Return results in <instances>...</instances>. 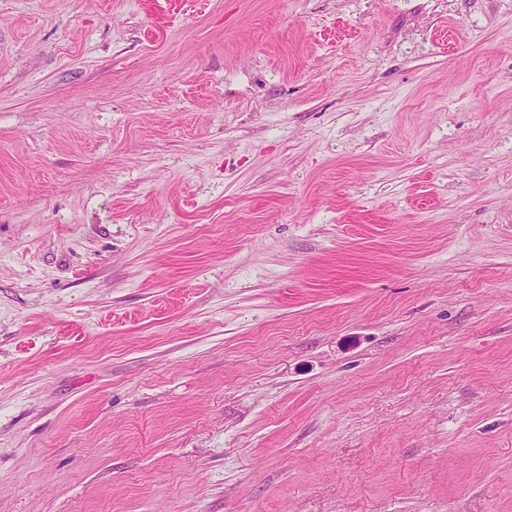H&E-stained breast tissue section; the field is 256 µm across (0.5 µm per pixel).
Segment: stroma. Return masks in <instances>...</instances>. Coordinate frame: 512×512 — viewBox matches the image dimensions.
Masks as SVG:
<instances>
[{"instance_id": "stroma-1", "label": "stroma", "mask_w": 512, "mask_h": 512, "mask_svg": "<svg viewBox=\"0 0 512 512\" xmlns=\"http://www.w3.org/2000/svg\"><path fill=\"white\" fill-rule=\"evenodd\" d=\"M0 512H512V0H0Z\"/></svg>"}]
</instances>
